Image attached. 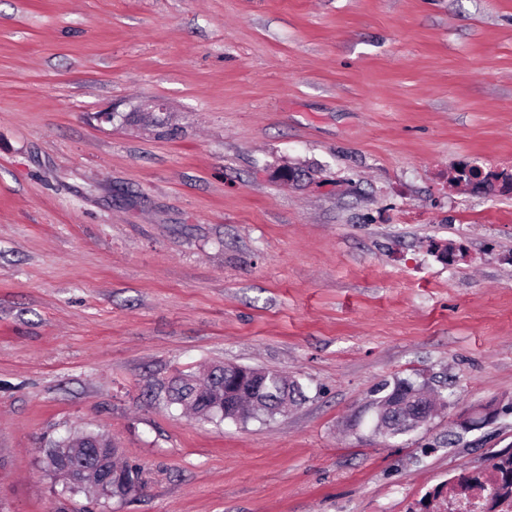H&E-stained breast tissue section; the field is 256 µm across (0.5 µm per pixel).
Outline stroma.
Returning <instances> with one entry per match:
<instances>
[{
    "label": "stroma",
    "mask_w": 512,
    "mask_h": 512,
    "mask_svg": "<svg viewBox=\"0 0 512 512\" xmlns=\"http://www.w3.org/2000/svg\"><path fill=\"white\" fill-rule=\"evenodd\" d=\"M150 99L167 126L127 122ZM462 165L512 171V0H0V512H409L486 469L512 448V192ZM218 363L304 399L170 403ZM396 378L448 406L384 439ZM74 429L144 491L63 492L43 450ZM247 370L257 373L264 380L263 400H252L253 395L247 392L250 387L248 378L236 382L241 373ZM236 392L239 393L235 396ZM170 396L172 403L205 420L241 423L264 415H274L273 409L283 397L292 399L291 404L301 403L303 397L299 384L278 372L232 364L216 366L213 375H207L203 381L190 374L179 376L171 386ZM224 402L230 404L222 414L217 407Z\"/></svg>",
    "instance_id": "stroma-1"
}]
</instances>
